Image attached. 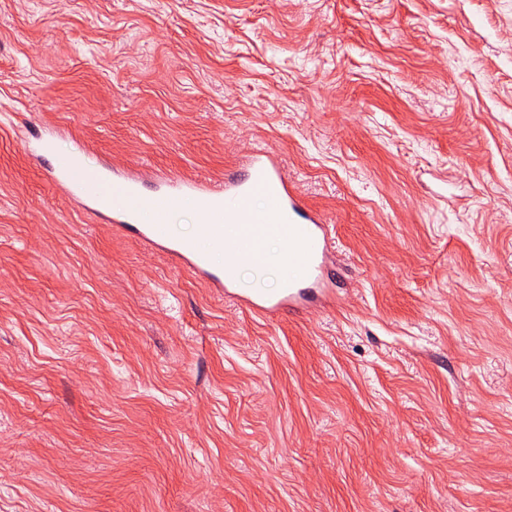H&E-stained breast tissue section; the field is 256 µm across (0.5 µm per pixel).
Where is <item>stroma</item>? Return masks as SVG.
Instances as JSON below:
<instances>
[{"mask_svg": "<svg viewBox=\"0 0 512 512\" xmlns=\"http://www.w3.org/2000/svg\"><path fill=\"white\" fill-rule=\"evenodd\" d=\"M280 156L336 305L268 321L24 129ZM0 512H512V0H0Z\"/></svg>", "mask_w": 512, "mask_h": 512, "instance_id": "stroma-1", "label": "stroma"}]
</instances>
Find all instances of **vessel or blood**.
Here are the masks:
<instances>
[{
  "mask_svg": "<svg viewBox=\"0 0 512 512\" xmlns=\"http://www.w3.org/2000/svg\"><path fill=\"white\" fill-rule=\"evenodd\" d=\"M241 167V173L225 174L219 181L172 174L161 180L170 203L193 202L202 209L205 222L197 239L223 247L224 265L220 268L212 266L198 250L197 240L175 237L162 214L150 210L143 191V171L118 163L103 165L89 146L79 145L56 154L48 178L85 210L111 217L116 227L133 233L256 316L272 319L287 310L330 307L336 300V282L328 270L336 259L325 217L305 204L277 155L256 148L244 156ZM259 194L266 197L268 206L255 212L251 201ZM269 238L284 244L279 259L284 272L282 287L241 291L235 274L239 263L259 260L261 244Z\"/></svg>",
  "mask_w": 512,
  "mask_h": 512,
  "instance_id": "b4317fda",
  "label": "vessel or blood"
}]
</instances>
